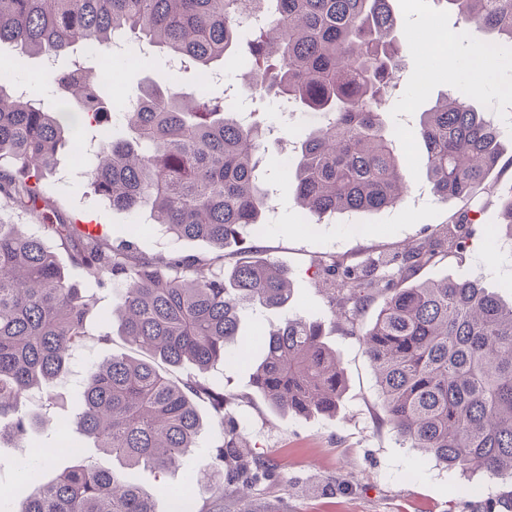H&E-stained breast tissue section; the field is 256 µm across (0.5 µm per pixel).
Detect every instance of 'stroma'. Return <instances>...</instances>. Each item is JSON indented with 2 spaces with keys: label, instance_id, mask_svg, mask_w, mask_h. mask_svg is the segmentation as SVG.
<instances>
[{
  "label": "stroma",
  "instance_id": "stroma-1",
  "mask_svg": "<svg viewBox=\"0 0 512 512\" xmlns=\"http://www.w3.org/2000/svg\"><path fill=\"white\" fill-rule=\"evenodd\" d=\"M391 6L405 69L384 118L404 135L408 196L388 211L358 215L356 221L363 232L354 237L348 225L336 216L320 219L306 214L296 208L288 194L280 192L269 199L266 222L260 232L251 233L242 243L224 251V264L228 267L241 251L252 250L287 271L293 291L288 310L257 313L244 309L241 329L252 333L260 327L275 328L290 312L323 322L324 341L341 362L345 380L342 398L331 414L284 415L273 410L252 388V363L231 364L202 375V382L231 395L232 401L219 419L206 399H198L205 426L187 464L204 468L210 450L223 441L224 425L235 424L247 439L251 458L272 468L275 475L256 481L249 495L243 497L238 492L234 470L225 467L223 498H214L206 482L194 485L195 512H502L499 500L512 495L511 480L447 467L433 455L403 442L386 422L373 366L360 336L339 330L327 321L329 298L320 284L321 267L329 258L352 265L372 256L392 257L408 243L436 236L450 227L466 208L473 218L463 228L469 239L467 251L460 256L438 255L411 280L418 283L447 276L480 277L504 301H512V251L501 250L494 256L489 253V235L499 221L495 197L483 193L466 203L438 200L428 178L425 150L417 137L422 112L439 95L456 91L460 81L484 80L482 73L466 67L471 52L468 41L461 37L466 24L455 14L441 13L435 0H391ZM430 25L447 37L448 49L444 56L433 58L437 76L423 90L418 76L424 66L414 45ZM247 68L248 61L242 56L226 62L224 82L236 87L240 101L252 102L258 112L264 113L277 126L281 138H292L296 130L313 122V115L285 112L273 102L251 100L243 78ZM155 77L177 90L190 89L194 83L192 74L167 71L161 57L154 55L116 71L112 97L123 100L134 94L138 83ZM72 155L70 148L60 150L55 168L41 181L37 209L27 210L0 197V222L35 232L44 224L73 223L82 218L100 223L105 242L121 245L132 216L106 209L93 197L90 179L82 166L74 163ZM133 246L137 254L146 257L164 252L205 261L213 253L201 241L172 242L149 224ZM58 257L68 269L70 282L95 294L98 313L91 316L81 347L54 388L53 403L46 412L54 423L75 420L80 410V391L92 365L129 350L122 336L106 334L99 319L100 314L111 312L117 284L94 283L72 268L66 250H59ZM36 445L52 448L56 442L46 430L25 442L0 443V493L18 486L20 466ZM122 475L128 482L154 493L158 512H172L173 498L165 490L178 487L185 478L181 469L161 476L144 466L123 469Z\"/></svg>",
  "mask_w": 512,
  "mask_h": 512
}]
</instances>
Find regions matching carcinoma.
<instances>
[{"label": "carcinoma", "mask_w": 512, "mask_h": 512, "mask_svg": "<svg viewBox=\"0 0 512 512\" xmlns=\"http://www.w3.org/2000/svg\"><path fill=\"white\" fill-rule=\"evenodd\" d=\"M444 2L489 51L512 50V0ZM396 27L389 0H0V48L20 58H70L47 79L71 107L58 115L40 106L39 95L20 98L0 82V195L36 209L39 181L58 150L87 127L109 123L119 107L127 135L108 128L98 140L94 193L114 210L147 216L177 242L208 243L218 251L214 261H223L224 247L263 223V143L274 126L242 120L203 75L244 54L252 93L320 113L294 142L293 163L281 167L294 204L318 217L387 210L405 193L400 133L378 110L391 73L403 65ZM129 34L170 59L188 60L198 76L192 91L149 80L131 99L113 101L103 76L120 60L112 44ZM86 44L98 53L85 54ZM419 135L441 200L494 192L488 178L500 131L483 112L447 94L422 113ZM500 206L512 240V187ZM42 228L64 249L80 238L73 264L122 285L112 320L129 345L149 353L114 355L90 368L79 438L124 467L164 473L185 466L204 427L194 398H209L222 419L232 397L196 378L177 383L157 362L204 373L243 356L250 341L240 331V310L288 309L287 274L257 256L206 272L187 259L110 246L75 224ZM440 245L434 238L409 244L382 276L345 267L329 314L354 334L364 309L383 296L364 340L386 422L402 441L450 467L512 479V304L478 277L405 285ZM92 307L38 234L0 223V441L25 440L40 425L42 412L27 408L26 397L49 392L66 370ZM323 336L322 323L291 313L260 340L251 385L272 407L336 410L343 372ZM224 437L209 463V491L219 499L224 482L217 474L227 462L241 466L240 492L253 486L241 433L232 427ZM14 495L17 512H156L151 491L82 461L51 477L38 467Z\"/></svg>", "instance_id": "1"}]
</instances>
